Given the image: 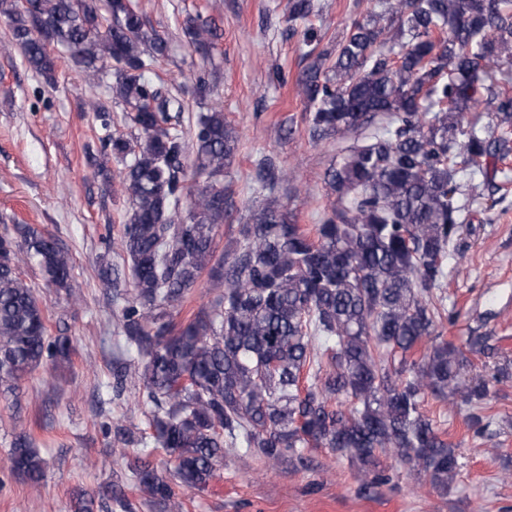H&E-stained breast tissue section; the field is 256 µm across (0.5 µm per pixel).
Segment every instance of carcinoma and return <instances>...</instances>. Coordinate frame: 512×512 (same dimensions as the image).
<instances>
[{
	"instance_id": "carcinoma-1",
	"label": "carcinoma",
	"mask_w": 512,
	"mask_h": 512,
	"mask_svg": "<svg viewBox=\"0 0 512 512\" xmlns=\"http://www.w3.org/2000/svg\"><path fill=\"white\" fill-rule=\"evenodd\" d=\"M27 66L53 80L56 56L97 77L113 71L112 98L137 131L104 143L123 164L130 213L119 247L130 261L132 297L121 310L127 353L142 365L144 428L137 443L138 492L183 512L179 491L203 490L242 448L276 464L303 448H329L364 475L368 492L391 481L379 455L442 491L457 471L455 449L422 406L432 398L477 412L487 427L488 382H462L461 347L435 335L446 317L437 294L448 247L465 223L464 180L487 176L486 157L512 154V88L494 73L512 69V0H375L336 46L320 52L299 82L315 141L349 134L324 175L335 200L315 234L295 222L278 194L283 169L256 162L263 198L239 225L235 248L216 255L228 215L224 169L238 137L224 112L200 114L186 140L184 99L157 80L168 43L130 0H0ZM317 0H291L288 23L317 15ZM192 42L207 49L212 23L187 17ZM489 117L486 136L478 128ZM193 149L201 188L186 178ZM21 242L0 237V392L39 368L71 359L52 336L45 305L21 278L39 267L63 286L73 262L52 237L18 224ZM208 275L224 293L177 326L170 308ZM13 474L37 487L44 460L27 433L8 453Z\"/></svg>"
}]
</instances>
